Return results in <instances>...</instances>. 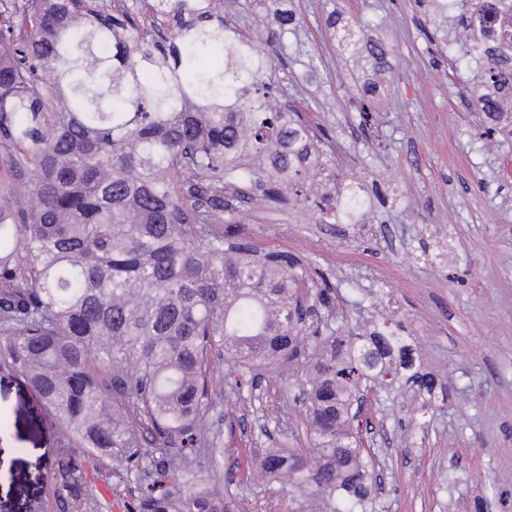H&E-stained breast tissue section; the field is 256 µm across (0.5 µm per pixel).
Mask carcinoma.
Masks as SVG:
<instances>
[{"label": "carcinoma", "instance_id": "1", "mask_svg": "<svg viewBox=\"0 0 512 512\" xmlns=\"http://www.w3.org/2000/svg\"><path fill=\"white\" fill-rule=\"evenodd\" d=\"M216 0H0V143L33 197L0 205V369L57 420L62 440L119 461L140 488L130 512H230L207 483L224 458L210 416L222 362L235 385L297 371L313 456L267 448L257 473L296 512H377L375 464L348 410L358 390L410 389L433 411L447 383L416 364L401 325L336 332L298 317L301 259L224 237L222 212L256 196L307 201L319 139L272 112L262 64L206 24ZM485 79L512 66L479 54ZM233 177L235 192L224 195ZM327 193L316 220L364 215ZM60 454L31 512H99Z\"/></svg>", "mask_w": 512, "mask_h": 512}]
</instances>
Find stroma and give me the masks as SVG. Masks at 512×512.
<instances>
[{
    "instance_id": "35a3bbf8",
    "label": "stroma",
    "mask_w": 512,
    "mask_h": 512,
    "mask_svg": "<svg viewBox=\"0 0 512 512\" xmlns=\"http://www.w3.org/2000/svg\"><path fill=\"white\" fill-rule=\"evenodd\" d=\"M295 21L278 32V58L261 79L325 141V162L361 183L366 227L320 224L312 211L244 204L225 233L262 251H287L303 276L333 290L338 319L368 326L381 313L402 322L424 366L448 383V399L413 423L400 419L410 394L377 392L387 440L372 453L386 472L378 512H512V137L484 136L482 115L462 93L474 61L454 30L456 8L432 16L416 0H285ZM363 20L386 58L340 50L327 26L332 10ZM217 14L250 39L266 38L255 0H218ZM373 111L359 109L362 87ZM228 407L212 414L224 432V465L214 478L242 475L268 434L288 439L301 406L279 379L236 385L214 371ZM0 512H25L42 490L61 437L24 380L0 371ZM103 512H129L133 476L112 461L82 459Z\"/></svg>"
}]
</instances>
